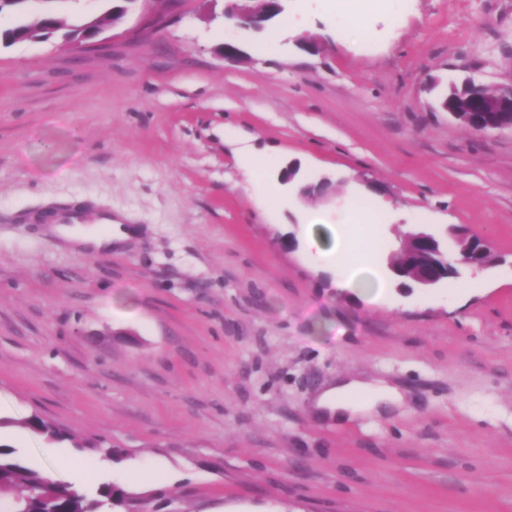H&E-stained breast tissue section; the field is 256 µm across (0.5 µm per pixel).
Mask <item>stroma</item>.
<instances>
[{
  "label": "stroma",
  "mask_w": 512,
  "mask_h": 512,
  "mask_svg": "<svg viewBox=\"0 0 512 512\" xmlns=\"http://www.w3.org/2000/svg\"><path fill=\"white\" fill-rule=\"evenodd\" d=\"M319 3L287 0L271 54L275 23L225 33L210 0H139L77 53L0 44V419L33 470L65 456L89 464L88 494L124 487L114 512H512V131L440 106L467 77L512 83V0H387L365 39ZM244 149L331 185L266 206ZM357 192L385 205L384 303L306 242V211L339 223ZM64 206L136 233L79 252L46 222ZM413 224L452 259L456 229L490 238L488 265L400 287ZM339 376L403 403L319 417ZM36 413L86 447L26 427Z\"/></svg>",
  "instance_id": "35a3bbf8"
}]
</instances>
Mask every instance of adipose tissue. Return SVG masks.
I'll return each instance as SVG.
<instances>
[{
  "mask_svg": "<svg viewBox=\"0 0 512 512\" xmlns=\"http://www.w3.org/2000/svg\"><path fill=\"white\" fill-rule=\"evenodd\" d=\"M322 221L319 212H308L305 219L308 238L317 251L320 263L339 270L342 285L368 298L381 296L384 281L376 269V248L373 242L374 226L379 214L364 200L350 198L346 208L347 227L341 232L325 235L317 231ZM57 234L85 250L100 251L111 248L113 241L127 236L121 224L107 228L87 226H60ZM402 397L393 387L370 384L363 380L340 377L334 386L317 399L318 407L340 420L354 419L364 414H380L400 405Z\"/></svg>",
  "mask_w": 512,
  "mask_h": 512,
  "instance_id": "ef3b65f1",
  "label": "adipose tissue"
}]
</instances>
